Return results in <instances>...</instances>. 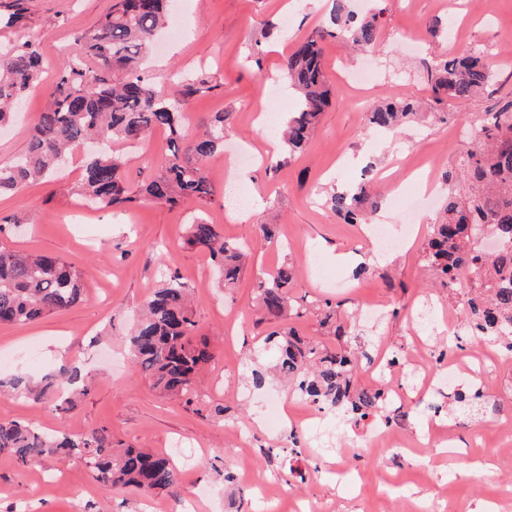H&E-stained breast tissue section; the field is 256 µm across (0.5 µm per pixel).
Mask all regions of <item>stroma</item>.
<instances>
[{
  "instance_id": "1",
  "label": "stroma",
  "mask_w": 512,
  "mask_h": 512,
  "mask_svg": "<svg viewBox=\"0 0 512 512\" xmlns=\"http://www.w3.org/2000/svg\"><path fill=\"white\" fill-rule=\"evenodd\" d=\"M13 4L0 0V44L19 36L38 41L45 72L41 86L24 99L23 122L0 129V163L23 151L28 120L43 108L47 86L77 51V34L96 25L111 0H24L19 15ZM380 6L375 52L354 57L338 40L324 41L325 70L339 100L323 112L308 145L274 171L261 154L267 142L278 140L292 110L282 63L301 39L328 26L332 0H183V35L175 41L162 38L143 69L164 88L172 87L179 71L209 78L213 89L190 102L186 129L195 131L208 113H227L225 152L240 144L250 153L237 164L238 171L250 174L239 183L248 198L239 216L229 213L224 188L232 178L218 158L208 164L214 199L200 210L147 204L116 213L80 206L79 150L50 181L0 196V247L77 261L87 287L85 302L69 310L24 328L0 324V356L8 360L0 378L21 372L38 380L76 365L92 380L88 394L66 413L2 394L0 421L76 434L104 426L115 440L169 454L180 478L173 494L109 493L77 462L50 456L22 466L3 454L0 512H275L285 497L314 512H512V359L471 334L462 321L460 302L475 282L441 287L422 258V238L449 192L469 193L455 172L459 154L472 142L459 138L457 129L476 131L484 112L512 101V0H381ZM257 42L264 55L255 67L246 57ZM459 46L498 58L493 96L463 104L441 100L432 109L447 113V121L423 116L396 134L369 126L367 113L379 101L430 98L431 65ZM262 112L267 120L261 124ZM166 143L160 129L136 149L114 144V151L129 159L130 184L155 173ZM367 162L373 166L372 190L381 199L368 224L383 218L406 223L396 197L409 193L418 171L432 177V195L416 220L420 238L392 253L380 252L368 239V224L344 223L321 197L359 181ZM448 172L454 175L449 182ZM195 214L226 239L252 241L251 262L234 288H224L207 254L187 244L186 228ZM22 217L32 224L19 231L13 221ZM271 221L296 242V250L258 241V225ZM288 257L299 267L293 296L331 298L358 346L387 339L406 369L413 366L418 346L412 315L420 303H431L438 323L427 334L424 364L436 367L443 350L482 352L484 412L447 410L448 447L433 439L403 452L373 446L342 455L305 446L299 454L288 452L289 434L307 436L301 399L276 380L249 387L252 369L272 366L276 359L257 334L253 286L260 274ZM318 268L330 285L320 286ZM165 272L189 288L197 333L215 354L202 374L201 395L190 404L152 391L126 346L137 308ZM372 303L386 309L376 328L357 315ZM271 394L288 406V419L277 433L257 414L258 402ZM218 405L226 406L224 417L214 415ZM241 430L250 431L252 448L237 446ZM266 448L277 449V456L265 458ZM293 464H310L317 472L302 482L289 477ZM202 486L212 488V495L198 496Z\"/></svg>"
}]
</instances>
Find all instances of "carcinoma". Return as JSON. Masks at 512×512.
I'll return each mask as SVG.
<instances>
[{"instance_id":"carcinoma-1","label":"carcinoma","mask_w":512,"mask_h":512,"mask_svg":"<svg viewBox=\"0 0 512 512\" xmlns=\"http://www.w3.org/2000/svg\"><path fill=\"white\" fill-rule=\"evenodd\" d=\"M173 4L174 0H113L104 19L77 37L84 55L94 63L88 66L77 57L65 63L47 93L46 106L33 121L25 150L0 163V195L49 180L65 167L72 151L96 138L105 150L84 155L77 188L81 201L102 209L211 203L214 190L206 163L224 154L226 115L211 113L189 135L183 112L190 98L212 89L209 80L187 75L179 89L170 91L140 69L141 55ZM379 17L377 11L360 18L348 9L346 0H334L333 30L313 32L288 55L283 72L295 94V107L284 122L281 152L272 158V168L281 166L282 156L291 157L308 144L322 112L335 99L324 71L325 37L336 36L354 51H373ZM41 74L42 58L35 42L19 37L0 53V125L13 120L25 95L39 85ZM492 81L486 52L474 48L449 55L431 73L433 93L444 92L461 104L487 92ZM419 115L417 101H386L369 112L368 122L395 133ZM157 128L169 134L167 153L160 170L134 189L125 177L127 161L112 153V141L132 146ZM478 133V143L463 152L459 161L470 194L461 200L448 192L444 215L433 225L425 248V261L446 288L462 270L477 281L478 288L462 304L463 317L472 330L512 355V103L485 112ZM325 204L345 222L358 224L379 201L364 178L326 196ZM484 230L498 241L491 253L473 246L474 237ZM187 244L209 254L225 287L237 284L249 255L248 244L225 239L215 225L203 220L189 225ZM295 279L294 264L287 262L259 278L255 286L261 321L279 325L262 334L263 345L277 351L278 377L293 382L306 399L344 410L356 424L385 412L384 389L356 386L357 358L351 352L343 346L328 349L285 326V321L303 317L311 307L322 312L324 325L336 315L328 299L305 306L294 301L289 288ZM187 292L177 276H169L144 301L127 347L134 367L153 389L189 403L199 397L197 375L214 354L206 338L196 335ZM84 298L77 263L0 249V323L25 327ZM60 384L72 385L84 396L91 380L71 367L61 371ZM54 387L52 375L42 378L38 388L24 375L0 379V388L43 399L55 411L71 410L72 400L59 404L50 396ZM0 453L21 465L45 455L77 461L107 491L132 487L152 495L169 492L178 483V471L167 455L131 445L117 449L105 427L74 435L49 434L30 424L0 423Z\"/></svg>"}]
</instances>
